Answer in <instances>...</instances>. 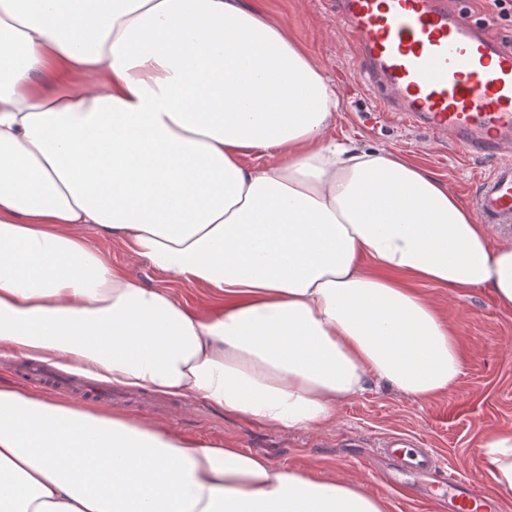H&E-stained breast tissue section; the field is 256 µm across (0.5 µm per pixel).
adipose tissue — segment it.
I'll return each mask as SVG.
<instances>
[{
    "label": "adipose tissue",
    "instance_id": "obj_1",
    "mask_svg": "<svg viewBox=\"0 0 512 512\" xmlns=\"http://www.w3.org/2000/svg\"><path fill=\"white\" fill-rule=\"evenodd\" d=\"M333 85L247 0H0V351L321 428L385 384L425 401L462 354L400 275L512 309L442 181L329 130ZM267 156L248 166L244 156ZM118 240L186 305L90 243ZM487 472L512 492V432ZM0 512H387L356 481L0 385ZM93 246L107 255L112 264L128 269L134 278L145 287L166 286L172 288L176 297L187 304H195L204 294L203 288L187 282H176L159 270L148 265L123 245L98 235L91 236Z\"/></svg>",
    "mask_w": 512,
    "mask_h": 512
}]
</instances>
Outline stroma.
Returning <instances> with one entry per match:
<instances>
[{
    "label": "stroma",
    "mask_w": 512,
    "mask_h": 512,
    "mask_svg": "<svg viewBox=\"0 0 512 512\" xmlns=\"http://www.w3.org/2000/svg\"><path fill=\"white\" fill-rule=\"evenodd\" d=\"M252 2L287 28L337 89L340 103L333 136L418 164L447 184L464 206H471L478 178L489 169L488 161L452 142L401 129L387 117L366 89L348 40L328 15L326 0ZM91 242L143 286L172 288L180 301L190 305L204 293L197 285L170 279L117 242L97 235ZM414 288L435 303L463 354L462 373L445 394L418 401L384 386H372L361 396L342 402L333 424L313 430L258 427L213 406L177 398L168 409L131 406L127 412L172 426L201 444L230 440L278 464L356 480L370 494L384 498L388 512H445L444 504L423 499L421 479H409L404 486L382 484L389 466L378 449L386 436H417L447 466L478 485L491 487L481 448L491 434L512 431V311L499 308L486 288H473L459 296L425 283H415Z\"/></svg>",
    "instance_id": "stroma-1"
}]
</instances>
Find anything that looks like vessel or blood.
Instances as JSON below:
<instances>
[{"label": "vessel or blood", "instance_id": "vessel-or-blood-1", "mask_svg": "<svg viewBox=\"0 0 512 512\" xmlns=\"http://www.w3.org/2000/svg\"><path fill=\"white\" fill-rule=\"evenodd\" d=\"M365 85L406 128L448 136L489 159L474 208L498 229L512 228V44L483 33L448 0H331ZM397 473L435 478L432 496L448 512H501L497 495L444 467L432 449L389 440Z\"/></svg>", "mask_w": 512, "mask_h": 512}]
</instances>
